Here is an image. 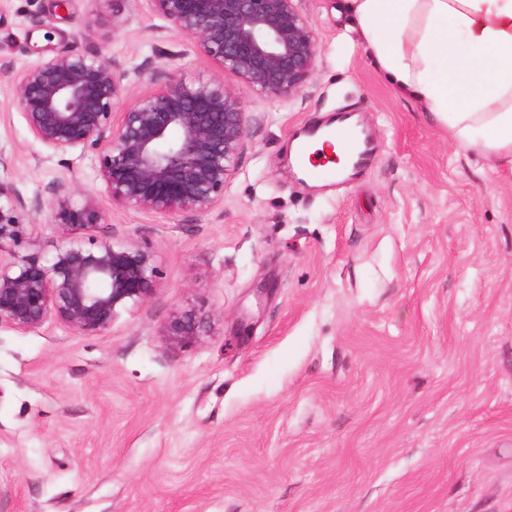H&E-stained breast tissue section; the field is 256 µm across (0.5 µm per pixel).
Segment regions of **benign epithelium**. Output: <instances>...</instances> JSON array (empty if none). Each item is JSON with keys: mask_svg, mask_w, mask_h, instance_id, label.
I'll list each match as a JSON object with an SVG mask.
<instances>
[{"mask_svg": "<svg viewBox=\"0 0 512 512\" xmlns=\"http://www.w3.org/2000/svg\"><path fill=\"white\" fill-rule=\"evenodd\" d=\"M169 33L260 96L284 102L313 76L318 54L312 25L296 0H147ZM143 68L119 70L102 53L75 47L23 70L11 91L29 131L52 154L93 153L100 191L120 208L172 218L224 210V194L247 143V116L238 97L216 79L170 76L134 93L113 122L124 92ZM52 214L56 243L41 248L34 225L20 212ZM106 217L94 192L62 187L44 202L28 203L0 177V325L29 332L56 321L83 334L108 329L119 311L149 301L157 291L156 253L137 241L115 243L94 235ZM173 349L202 339L192 310H175L162 328Z\"/></svg>", "mask_w": 512, "mask_h": 512, "instance_id": "7a95c632", "label": "benign epithelium"}]
</instances>
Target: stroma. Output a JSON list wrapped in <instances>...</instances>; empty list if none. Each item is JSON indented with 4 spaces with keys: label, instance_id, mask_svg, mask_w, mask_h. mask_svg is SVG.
I'll use <instances>...</instances> for the list:
<instances>
[{
    "label": "stroma",
    "instance_id": "obj_1",
    "mask_svg": "<svg viewBox=\"0 0 512 512\" xmlns=\"http://www.w3.org/2000/svg\"><path fill=\"white\" fill-rule=\"evenodd\" d=\"M340 2L296 0L316 70L281 103L188 38L151 39L146 0H0L16 188L96 192L97 236L161 268L105 331L0 326V512H512V167L397 94ZM71 46L223 79L250 118L223 213L118 208L93 155L48 156L10 83ZM343 107L376 153L338 191L288 157ZM176 309L206 320L187 351L161 335Z\"/></svg>",
    "mask_w": 512,
    "mask_h": 512
}]
</instances>
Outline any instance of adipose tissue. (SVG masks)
<instances>
[{"label": "adipose tissue", "instance_id": "obj_1", "mask_svg": "<svg viewBox=\"0 0 512 512\" xmlns=\"http://www.w3.org/2000/svg\"><path fill=\"white\" fill-rule=\"evenodd\" d=\"M354 33L399 94L455 143L512 165V0H347Z\"/></svg>", "mask_w": 512, "mask_h": 512}]
</instances>
